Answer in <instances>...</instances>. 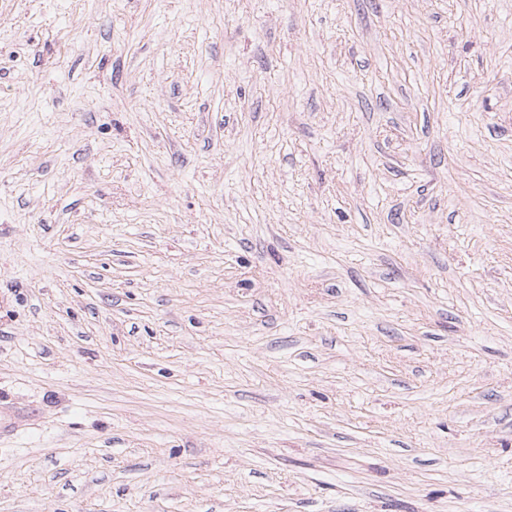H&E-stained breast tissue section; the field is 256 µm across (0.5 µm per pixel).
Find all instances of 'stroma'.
Masks as SVG:
<instances>
[{"mask_svg": "<svg viewBox=\"0 0 512 512\" xmlns=\"http://www.w3.org/2000/svg\"><path fill=\"white\" fill-rule=\"evenodd\" d=\"M0 512H512V0H0Z\"/></svg>", "mask_w": 512, "mask_h": 512, "instance_id": "1", "label": "stroma"}]
</instances>
